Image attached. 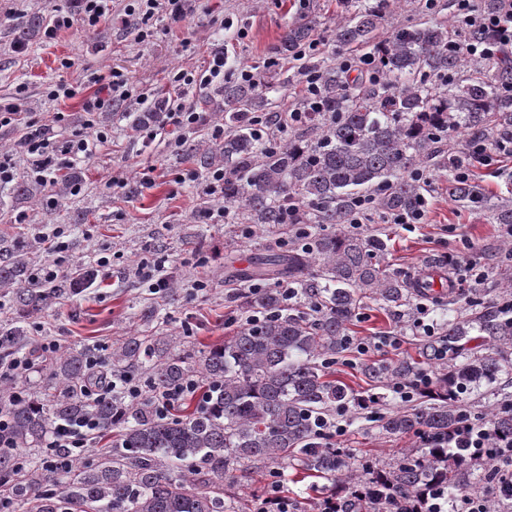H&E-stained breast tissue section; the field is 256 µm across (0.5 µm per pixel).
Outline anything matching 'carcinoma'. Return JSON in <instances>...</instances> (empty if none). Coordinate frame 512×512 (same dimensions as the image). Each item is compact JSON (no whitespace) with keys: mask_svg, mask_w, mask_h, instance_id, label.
I'll list each match as a JSON object with an SVG mask.
<instances>
[{"mask_svg":"<svg viewBox=\"0 0 512 512\" xmlns=\"http://www.w3.org/2000/svg\"><path fill=\"white\" fill-rule=\"evenodd\" d=\"M342 2L349 17L336 29V47L367 50L377 61L376 75L352 80L323 56L305 58L302 72L319 78V105L310 107L305 97L297 102L302 122L277 145L257 136L253 113L278 107L286 83L260 75L251 83L230 79L224 82V142L199 156L205 170L224 165V204L244 223L287 222L306 234L301 246L272 251L238 273L245 286L240 303L260 320L242 323L230 340L198 357L175 352L169 336L125 337L106 364L110 372L144 375L154 392L200 381L198 400L183 399L165 415L147 398L88 400L80 390L94 380L86 349L59 352L38 393L23 391L17 399L12 383H0V412L8 421L3 440L9 444L0 448V483L9 486L12 505L27 504L29 512H236L224 499V482L247 480L246 461L265 467L295 461L329 481L331 491L349 494L364 512H402L404 499L430 481L447 488L451 498L494 480L492 461L457 460L429 440L448 438L464 416L463 395L496 382L508 367L502 348L512 345V322L497 311L459 317L449 302L437 300L448 365L432 378L419 407L377 417L382 433L413 435L421 447L406 449L389 467H366L361 479L349 452L319 439L331 407L357 400L329 378L327 368L346 349L363 300L396 308L434 287L425 276L413 280L383 268L377 257L387 248L384 238L340 225L367 205L388 216L422 213L425 186L415 174L428 164L446 170L471 162L465 151L448 155L453 132L494 147L512 141V96L501 93L502 84L512 81V66L448 50L451 41L477 42L488 33L457 36L443 24H415L397 26L380 40L389 0ZM314 28L313 20L292 26L282 51H295ZM159 118L158 112L120 115L131 128ZM448 198L486 209L494 224H512V199L490 203L470 180L449 178ZM314 224L336 231L320 233ZM92 281V272L77 269L57 281L35 282L18 250L0 253V283L16 286L15 320L0 326L3 355L22 352L27 337L21 323L31 313L50 307L61 289L86 288ZM270 281L274 286L256 287ZM283 282L293 289L289 300ZM475 333L486 352L471 356L465 350ZM415 373L406 361L365 366V374L386 387ZM495 395L497 404L472 419L512 443V394ZM87 418L104 436L117 430L111 454L96 461L73 456L68 468L54 473L42 463L18 465L16 450L39 458L56 426Z\"/></svg>","mask_w":512,"mask_h":512,"instance_id":"1","label":"carcinoma"}]
</instances>
